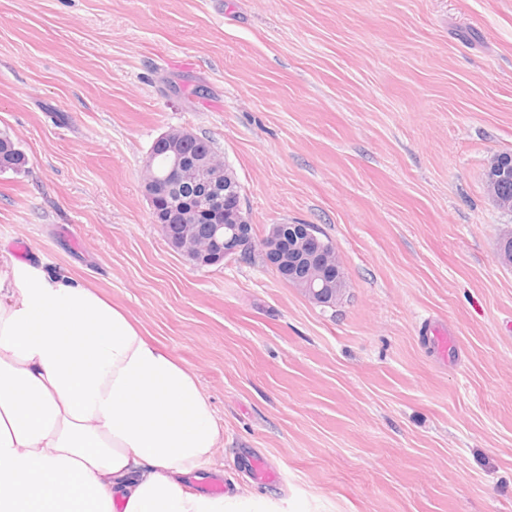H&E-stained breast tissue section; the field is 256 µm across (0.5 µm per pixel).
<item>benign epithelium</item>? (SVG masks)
Listing matches in <instances>:
<instances>
[{
  "mask_svg": "<svg viewBox=\"0 0 512 512\" xmlns=\"http://www.w3.org/2000/svg\"><path fill=\"white\" fill-rule=\"evenodd\" d=\"M193 136L185 129H171L161 134L156 148L169 160L168 180H187L203 183L212 189L204 202L193 209L194 222L181 221L166 224L154 218L168 245L187 254L200 265H214L226 259L240 258L256 250V243L244 209V198L239 182L224 178V160L217 154L205 156L199 163L187 167L182 162L183 142ZM154 154L150 153L143 163V190L149 200L151 212L158 214L163 199V186L154 174ZM206 217L208 224H199ZM300 240V257L305 273L299 283L311 290L313 297L322 298L335 287L328 272L342 270V264L334 246L317 236V229L310 225H283L280 240L287 241L285 233Z\"/></svg>",
  "mask_w": 512,
  "mask_h": 512,
  "instance_id": "7a95c632",
  "label": "benign epithelium"
}]
</instances>
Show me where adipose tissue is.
<instances>
[{"instance_id":"adipose-tissue-1","label":"adipose tissue","mask_w":512,"mask_h":512,"mask_svg":"<svg viewBox=\"0 0 512 512\" xmlns=\"http://www.w3.org/2000/svg\"><path fill=\"white\" fill-rule=\"evenodd\" d=\"M223 441L197 375L124 310L0 254V512H271L184 483Z\"/></svg>"}]
</instances>
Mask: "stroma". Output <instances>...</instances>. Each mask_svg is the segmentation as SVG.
Listing matches in <instances>:
<instances>
[{
	"instance_id": "35a3bbf8",
	"label": "stroma",
	"mask_w": 512,
	"mask_h": 512,
	"mask_svg": "<svg viewBox=\"0 0 512 512\" xmlns=\"http://www.w3.org/2000/svg\"><path fill=\"white\" fill-rule=\"evenodd\" d=\"M213 141L257 236L314 224L346 293L199 268L151 218L165 131ZM0 248L79 277L199 378L226 489L280 512H512V0H0ZM25 251H17V242ZM454 329L443 364L419 329ZM281 477L259 487L244 452ZM26 158L14 140L6 133H0V173L21 172L25 168Z\"/></svg>"
}]
</instances>
